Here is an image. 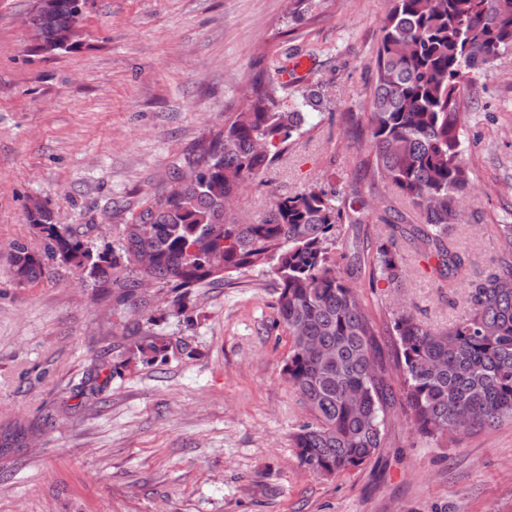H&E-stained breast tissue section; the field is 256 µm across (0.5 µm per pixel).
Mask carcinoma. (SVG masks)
<instances>
[{
  "instance_id": "carcinoma-1",
  "label": "carcinoma",
  "mask_w": 512,
  "mask_h": 512,
  "mask_svg": "<svg viewBox=\"0 0 512 512\" xmlns=\"http://www.w3.org/2000/svg\"><path fill=\"white\" fill-rule=\"evenodd\" d=\"M87 0H50L29 17L46 53L67 51L81 30L76 15ZM512 52V0H387L373 56L368 137L371 178L409 204L416 224L387 223L386 242L365 254L339 248L343 225L360 223L358 210L332 187L316 182L300 193L275 195L266 217L247 224L232 201L303 133L324 97L306 89L284 108L278 78L254 81L244 108L201 137L172 165L166 185L122 225L112 249L92 252L85 233L54 222L37 200L27 220L40 245L14 240L9 271L20 286L38 284L51 267L88 273L112 298L120 319L145 318L138 292L147 277L168 288L180 315L195 288L261 270L274 277L278 325L292 339L281 373L313 420L293 434L301 465L335 476L367 463L385 445L394 401L381 360L377 325L344 266H367L395 288L404 281L398 240L405 239L441 281L460 278L463 260L452 239L470 193L464 155L461 90L476 85L503 54ZM193 165L196 179L182 170ZM496 267L466 283V312L446 329H432L410 312L392 323L395 370L413 429L440 443L512 420V224L497 225ZM136 350L149 362L169 344L144 337ZM22 425L0 430V448L23 443Z\"/></svg>"
}]
</instances>
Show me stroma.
I'll return each mask as SVG.
<instances>
[{
	"instance_id": "stroma-1",
	"label": "stroma",
	"mask_w": 512,
	"mask_h": 512,
	"mask_svg": "<svg viewBox=\"0 0 512 512\" xmlns=\"http://www.w3.org/2000/svg\"><path fill=\"white\" fill-rule=\"evenodd\" d=\"M33 6L0 0V425L36 430L0 464V512H512V421L439 446L398 403L385 448L359 469L323 477L300 465L292 435L311 415L280 374L291 340L274 327L267 273L195 289L190 328L154 286L139 334L186 342L190 355L148 364L116 348L109 386L81 395L109 299L64 265L32 287L5 265L13 240L39 245L33 199L95 249L114 246L170 166L242 109L251 80L267 79L268 60L308 64L284 104L309 87L325 101L316 126L241 191L237 212L257 224L272 195L332 181L368 204L344 246L385 241L387 220L410 213L367 174L385 0H88L78 49L54 54L31 50ZM467 112L473 192L454 236L476 278L499 259L498 225L512 224V54L480 75ZM400 249L403 289L367 270L351 278L389 363L400 309L437 328L465 313L463 283L442 286L408 242Z\"/></svg>"
}]
</instances>
